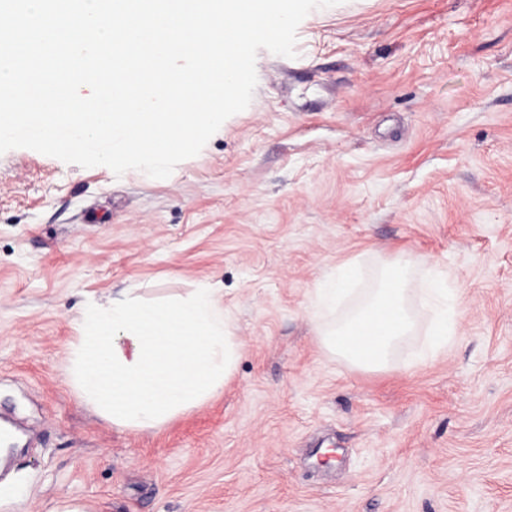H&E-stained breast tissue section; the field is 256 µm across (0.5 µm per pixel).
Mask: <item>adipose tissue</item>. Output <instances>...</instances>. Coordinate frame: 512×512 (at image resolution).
<instances>
[{"label":"adipose tissue","instance_id":"adipose-tissue-1","mask_svg":"<svg viewBox=\"0 0 512 512\" xmlns=\"http://www.w3.org/2000/svg\"><path fill=\"white\" fill-rule=\"evenodd\" d=\"M416 265L410 258L378 272L342 318L318 326L323 347L351 367L387 369L416 331L407 288ZM74 330V386L112 425L135 431L220 395L238 356L224 291L210 285L156 306L130 288L84 310Z\"/></svg>","mask_w":512,"mask_h":512}]
</instances>
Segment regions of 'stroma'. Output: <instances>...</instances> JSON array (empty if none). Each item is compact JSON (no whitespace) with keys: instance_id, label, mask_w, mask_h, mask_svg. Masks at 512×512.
Segmentation results:
<instances>
[{"instance_id":"1","label":"stroma","mask_w":512,"mask_h":512,"mask_svg":"<svg viewBox=\"0 0 512 512\" xmlns=\"http://www.w3.org/2000/svg\"><path fill=\"white\" fill-rule=\"evenodd\" d=\"M170 177L0 154V512H512V0H340ZM423 260L432 312L391 368L322 349L350 262ZM223 288V393L144 432L71 383L73 323L125 288Z\"/></svg>"}]
</instances>
